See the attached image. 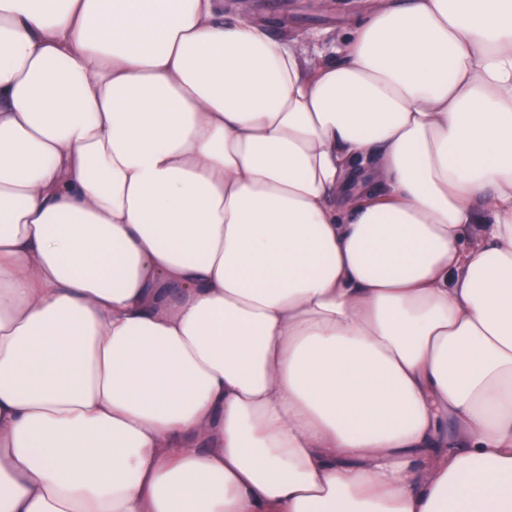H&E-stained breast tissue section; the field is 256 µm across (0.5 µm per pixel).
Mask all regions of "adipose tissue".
Segmentation results:
<instances>
[{
    "label": "adipose tissue",
    "instance_id": "1",
    "mask_svg": "<svg viewBox=\"0 0 512 512\" xmlns=\"http://www.w3.org/2000/svg\"><path fill=\"white\" fill-rule=\"evenodd\" d=\"M0 0V512H512V0ZM333 11H318L307 0H246L249 14L269 24L274 36L290 38L307 32L320 36L322 45L337 44L352 28L356 14L351 0H335Z\"/></svg>",
    "mask_w": 512,
    "mask_h": 512
}]
</instances>
